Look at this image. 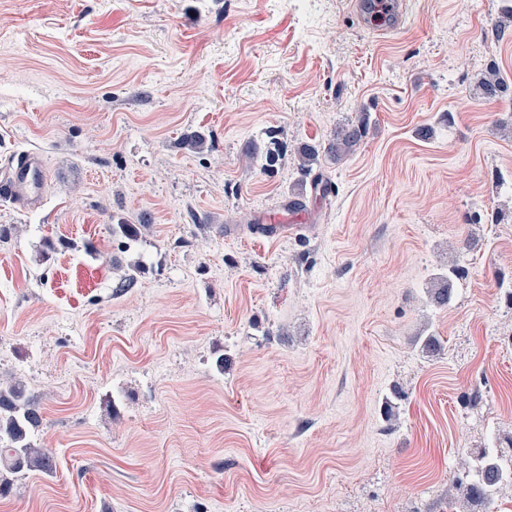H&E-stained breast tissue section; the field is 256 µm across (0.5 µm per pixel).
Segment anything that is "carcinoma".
<instances>
[{
	"instance_id": "carcinoma-1",
	"label": "carcinoma",
	"mask_w": 512,
	"mask_h": 512,
	"mask_svg": "<svg viewBox=\"0 0 512 512\" xmlns=\"http://www.w3.org/2000/svg\"><path fill=\"white\" fill-rule=\"evenodd\" d=\"M484 98L497 99L508 90L501 72L490 66L480 80ZM368 133V122L361 118L336 131L327 146L306 145L300 150L301 176L310 180L315 194L324 196L331 191V184L321 173L313 171L320 152L333 159L348 154ZM112 235L134 242L138 239L137 227L120 221L112 225ZM460 276L454 263L448 264V275L441 278L443 286L431 291L430 298L438 306L448 303L450 286ZM43 421L40 403L25 386L17 381H0V494L9 491L13 482L31 472L51 473L54 469L52 454L32 440L34 431ZM460 470L471 474L462 482L453 477L452 488L466 502L477 500L492 504L504 491L512 492V437L507 439V449L483 448L461 463Z\"/></svg>"
}]
</instances>
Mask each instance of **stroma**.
I'll return each instance as SVG.
<instances>
[{
  "mask_svg": "<svg viewBox=\"0 0 512 512\" xmlns=\"http://www.w3.org/2000/svg\"><path fill=\"white\" fill-rule=\"evenodd\" d=\"M360 2L0 0V165L48 171L38 207L0 197V379L56 459L0 512H512L449 489L512 435V88L477 90L512 81V0L395 30ZM363 114L312 195L298 148ZM480 90L483 97L488 100L497 99L508 90L500 70L494 65H491L481 78Z\"/></svg>",
  "mask_w": 512,
  "mask_h": 512,
  "instance_id": "obj_1",
  "label": "stroma"
}]
</instances>
